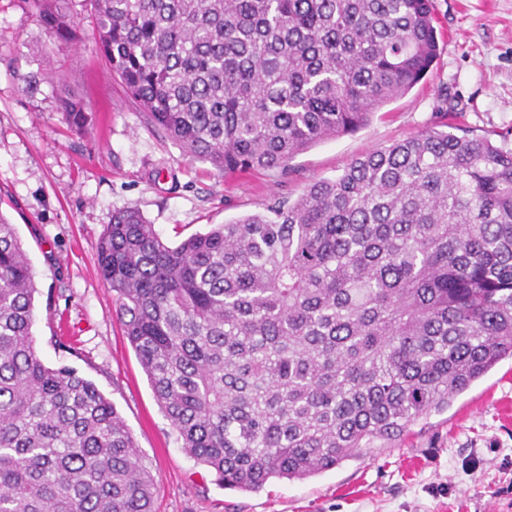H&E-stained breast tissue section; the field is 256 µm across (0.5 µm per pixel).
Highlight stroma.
I'll list each match as a JSON object with an SVG mask.
<instances>
[{"label": "stroma", "instance_id": "stroma-1", "mask_svg": "<svg viewBox=\"0 0 512 512\" xmlns=\"http://www.w3.org/2000/svg\"><path fill=\"white\" fill-rule=\"evenodd\" d=\"M432 73L358 132L320 141L287 171L221 175L154 129L101 57L90 0H69L81 38L59 48L22 0H0V214L14 224L39 292V357L69 364L114 403L156 475L155 512H512V358L447 410L362 456L259 492L225 489L180 447L98 274L114 211L139 210L171 244L293 199L362 154L454 121L477 135L512 127V0H433ZM93 117L74 131L55 79ZM74 353L63 351V344Z\"/></svg>", "mask_w": 512, "mask_h": 512}]
</instances>
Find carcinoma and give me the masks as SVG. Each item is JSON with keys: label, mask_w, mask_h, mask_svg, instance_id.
Listing matches in <instances>:
<instances>
[{"label": "carcinoma", "mask_w": 512, "mask_h": 512, "mask_svg": "<svg viewBox=\"0 0 512 512\" xmlns=\"http://www.w3.org/2000/svg\"><path fill=\"white\" fill-rule=\"evenodd\" d=\"M53 44L67 0H24ZM132 99L219 174L286 170L362 129L438 57L433 0H91ZM58 106L82 130V100ZM427 127L296 199L165 241L112 214L98 267L181 448L224 487L303 481L450 402L512 357V129ZM38 288L0 216V512H153L114 404L46 366Z\"/></svg>", "instance_id": "1"}]
</instances>
